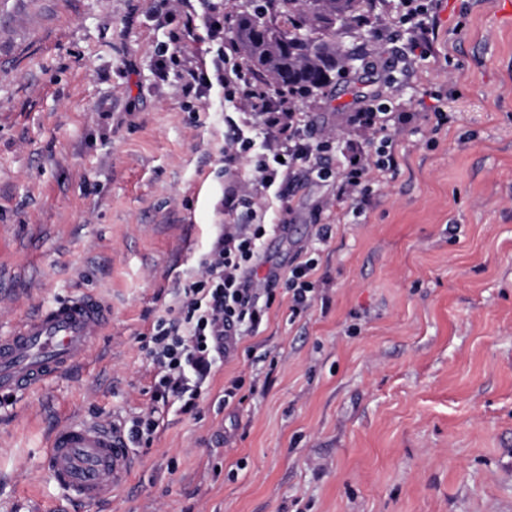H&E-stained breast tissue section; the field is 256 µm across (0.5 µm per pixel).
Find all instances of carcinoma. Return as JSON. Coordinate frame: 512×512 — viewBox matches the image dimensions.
Masks as SVG:
<instances>
[{
	"label": "carcinoma",
	"mask_w": 512,
	"mask_h": 512,
	"mask_svg": "<svg viewBox=\"0 0 512 512\" xmlns=\"http://www.w3.org/2000/svg\"><path fill=\"white\" fill-rule=\"evenodd\" d=\"M242 11L233 40L250 70L276 88L302 94L331 83L346 64L340 31L362 15L367 0H263Z\"/></svg>",
	"instance_id": "obj_1"
}]
</instances>
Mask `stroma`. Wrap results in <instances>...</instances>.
<instances>
[{
  "label": "stroma",
  "mask_w": 512,
  "mask_h": 512,
  "mask_svg": "<svg viewBox=\"0 0 512 512\" xmlns=\"http://www.w3.org/2000/svg\"><path fill=\"white\" fill-rule=\"evenodd\" d=\"M442 0L434 54L407 66L377 7L339 41L349 72L295 97L317 135L376 97L417 113L396 174L355 217L333 182L298 176L267 221L259 276L313 250L318 302L284 283L256 336L170 409L110 502L42 469L54 429L152 405L145 344L171 318L221 225L247 219L255 156L229 162L224 93L186 94L154 64L156 0H0V336L86 294L111 313L84 360L0 401V512H512V17ZM448 94L437 126L429 94ZM332 236L318 243L320 225ZM256 380L225 406L236 377Z\"/></svg>",
  "instance_id": "stroma-1"
}]
</instances>
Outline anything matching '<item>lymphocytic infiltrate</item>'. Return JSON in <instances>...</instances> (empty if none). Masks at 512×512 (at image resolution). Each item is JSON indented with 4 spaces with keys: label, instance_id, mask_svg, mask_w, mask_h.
<instances>
[{
    "label": "lymphocytic infiltrate",
    "instance_id": "1",
    "mask_svg": "<svg viewBox=\"0 0 512 512\" xmlns=\"http://www.w3.org/2000/svg\"><path fill=\"white\" fill-rule=\"evenodd\" d=\"M208 18L207 36L219 48L211 62L186 57L181 50L158 60L156 75L165 78L178 71L188 89L204 91L219 86L226 101L247 112L242 125L234 127L224 149L226 158L257 151L258 195L281 197L282 186L295 171L327 180L335 179L336 195L356 200L365 208L375 174L394 171L397 159L392 132L411 121L394 99H376L353 120L377 138L373 156L354 155L353 162L331 168L322 162L330 143L310 135L302 112L293 110L292 91L271 90L239 61L234 42L224 39L223 11L213 0H200ZM404 11L396 21L398 32L409 35L411 48L419 56L431 49L435 0H401ZM262 125L267 135L255 142L249 131ZM275 224H225L211 249L199 262L197 279L180 289L178 316L159 319L153 327L147 355L155 369L153 401L164 407L192 411L202 395L213 365L230 355V344L253 335L275 301L276 276L258 278L257 260L261 242L278 232ZM317 261L304 256L288 271L291 310L300 314L314 300L312 275Z\"/></svg>",
    "mask_w": 512,
    "mask_h": 512
}]
</instances>
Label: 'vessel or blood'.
<instances>
[{
    "mask_svg": "<svg viewBox=\"0 0 512 512\" xmlns=\"http://www.w3.org/2000/svg\"><path fill=\"white\" fill-rule=\"evenodd\" d=\"M108 317L86 295L20 319L14 332L0 336V399L39 387L84 358ZM44 469L72 498L99 504L126 482L132 462L117 428L73 421L51 435Z\"/></svg>",
    "mask_w": 512,
    "mask_h": 512,
    "instance_id": "obj_1",
    "label": "vessel or blood"
}]
</instances>
